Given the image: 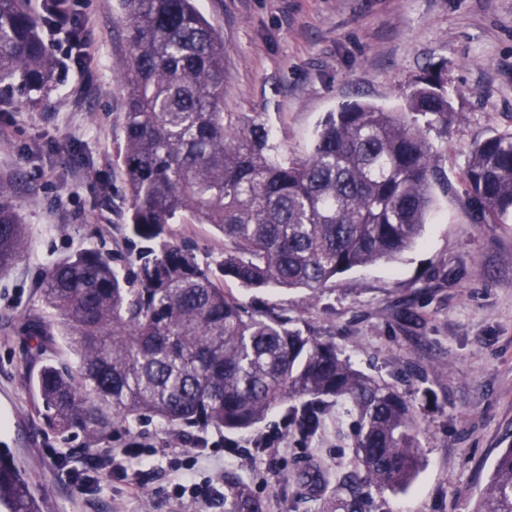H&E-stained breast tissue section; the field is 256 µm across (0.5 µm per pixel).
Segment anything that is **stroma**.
I'll return each instance as SVG.
<instances>
[{"mask_svg":"<svg viewBox=\"0 0 512 512\" xmlns=\"http://www.w3.org/2000/svg\"><path fill=\"white\" fill-rule=\"evenodd\" d=\"M224 41V111L262 113L289 155L308 152L327 113L345 103L398 106L429 66L441 68L458 114L441 166L453 190L437 198L419 243L394 264L345 273L310 296L302 289L226 282L251 311L333 341L352 366L396 388L419 424L420 469L404 490L370 486L362 512H474L494 463L512 447V223H474L460 188L470 145L512 134V0H197ZM88 38L73 66L59 37L56 86L37 107L0 101V175L13 177L30 249L0 276V451L24 470L43 512H184L170 494L176 468L195 480L232 474L263 512H323L355 473L353 419L328 416L309 439L279 451L254 440L288 416L281 405L235 434L158 421L115 426L110 447L136 440L173 463L142 467L138 485L89 473L98 445L60 435L41 416L21 327L44 316L39 285L54 263L83 248L129 271L130 199L116 155L125 93L116 73L129 56L119 0H77ZM168 238L217 264L224 238L208 224H172ZM223 465L194 464L201 454ZM92 475L78 493L69 473Z\"/></svg>","mask_w":512,"mask_h":512,"instance_id":"stroma-1","label":"stroma"}]
</instances>
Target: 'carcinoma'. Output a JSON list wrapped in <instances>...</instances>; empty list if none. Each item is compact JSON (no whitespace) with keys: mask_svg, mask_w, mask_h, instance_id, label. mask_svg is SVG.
<instances>
[{"mask_svg":"<svg viewBox=\"0 0 512 512\" xmlns=\"http://www.w3.org/2000/svg\"><path fill=\"white\" fill-rule=\"evenodd\" d=\"M130 54L120 167L132 199L134 275L82 249L53 264L41 297L73 364L47 357L50 334L25 324L41 362L33 376L43 418L93 443L117 423L250 429L294 402L288 423L314 435L333 405L356 414L351 447L362 472L350 496L324 512H362L360 486L404 489L421 464L413 410L401 393L356 371L336 345L249 312L169 224H210L224 236L217 267L244 288H303L380 261L421 238L435 188L451 187L430 133L455 118L441 71L410 85L403 106L349 103L319 123L310 151L290 156L258 113L224 115V42L195 0H119ZM68 4L0 0V99L49 88L59 62L43 30L80 50L84 30ZM484 224L512 219V135L470 149L461 173ZM27 249L14 183L0 177V276ZM0 506L42 512L20 467L0 457ZM249 484L224 483V512H261ZM475 512H512V448L498 456Z\"/></svg>","mask_w":512,"mask_h":512,"instance_id":"obj_1","label":"carcinoma"}]
</instances>
